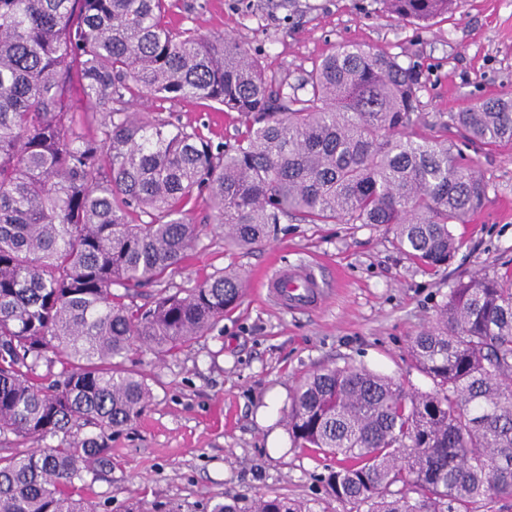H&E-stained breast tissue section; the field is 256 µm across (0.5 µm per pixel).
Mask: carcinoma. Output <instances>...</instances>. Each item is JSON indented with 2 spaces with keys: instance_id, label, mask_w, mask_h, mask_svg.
<instances>
[{
  "instance_id": "carcinoma-1",
  "label": "carcinoma",
  "mask_w": 512,
  "mask_h": 512,
  "mask_svg": "<svg viewBox=\"0 0 512 512\" xmlns=\"http://www.w3.org/2000/svg\"><path fill=\"white\" fill-rule=\"evenodd\" d=\"M452 2L385 0L418 24ZM165 13L166 0H0V512H95L75 482L112 467V434L153 397L123 360L179 351L239 304L241 276L226 270L134 303L197 242L188 205L204 201L238 250L288 217L384 224L437 269L486 196L446 143L407 134L416 66L345 45L293 85L234 38L175 30ZM75 90L85 111L105 110L93 135ZM144 99L159 112L216 103L244 131L216 147L139 116ZM450 120L486 146L512 143V98ZM409 355L432 391L350 364L299 380L285 423L296 447L336 460L327 494L366 512H483L512 497V275L457 283ZM212 512L309 509L274 495Z\"/></svg>"
}]
</instances>
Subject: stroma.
I'll return each mask as SVG.
<instances>
[{
	"label": "stroma",
	"instance_id": "obj_1",
	"mask_svg": "<svg viewBox=\"0 0 512 512\" xmlns=\"http://www.w3.org/2000/svg\"><path fill=\"white\" fill-rule=\"evenodd\" d=\"M174 28L232 36L268 75L301 82L345 44L396 57L422 72L417 136L447 141L487 187L483 207L453 233L448 266L430 269L398 249L374 224L277 225L248 251L226 246L204 203L190 217L201 234L166 281L192 288L235 268L241 304L204 336L159 357L139 349L127 367L146 375L153 398L143 415L112 437V468L79 483L76 497L96 512H212L218 501L282 495L311 512H351L327 495L321 454L293 447L283 421L299 377L327 365H362L431 391L412 368L408 343L429 328L456 283L512 272V144L485 147L447 125L449 113L512 97V0H459L419 26L382 0H166ZM164 119L234 144L238 115L196 102L166 103ZM313 262L329 289L311 310L276 307L258 279L275 265Z\"/></svg>",
	"mask_w": 512,
	"mask_h": 512
}]
</instances>
